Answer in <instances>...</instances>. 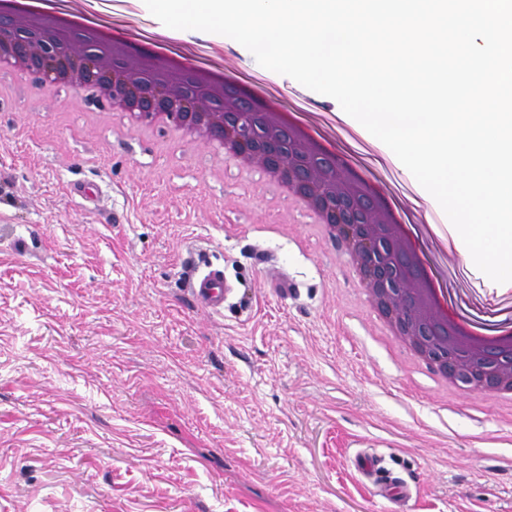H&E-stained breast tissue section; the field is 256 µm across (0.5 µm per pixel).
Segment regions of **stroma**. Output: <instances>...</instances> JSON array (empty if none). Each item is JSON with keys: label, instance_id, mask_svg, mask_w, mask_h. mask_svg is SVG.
Instances as JSON below:
<instances>
[{"label": "stroma", "instance_id": "1", "mask_svg": "<svg viewBox=\"0 0 512 512\" xmlns=\"http://www.w3.org/2000/svg\"><path fill=\"white\" fill-rule=\"evenodd\" d=\"M167 48L331 139L408 212L461 302L512 301L433 233L448 218L413 207L407 169L366 163L382 151L336 100L212 33ZM349 260L260 168L0 79V512H512V416L445 393L382 336ZM192 263L234 285L221 314L192 303ZM361 450L406 491L364 479Z\"/></svg>", "mask_w": 512, "mask_h": 512}]
</instances>
